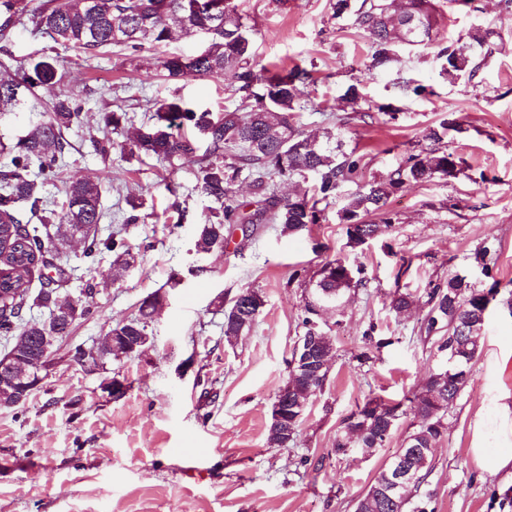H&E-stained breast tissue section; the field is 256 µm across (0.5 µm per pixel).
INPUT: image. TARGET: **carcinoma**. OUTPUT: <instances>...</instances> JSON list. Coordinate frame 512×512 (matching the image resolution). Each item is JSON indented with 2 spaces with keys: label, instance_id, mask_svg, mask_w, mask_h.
Returning <instances> with one entry per match:
<instances>
[{
  "label": "carcinoma",
  "instance_id": "1",
  "mask_svg": "<svg viewBox=\"0 0 512 512\" xmlns=\"http://www.w3.org/2000/svg\"><path fill=\"white\" fill-rule=\"evenodd\" d=\"M333 16H347L371 39L369 70L384 69L398 61V49L426 45L431 39L435 17L432 0H336ZM30 21L35 30L47 35L53 45L29 57L27 66L13 78H0V114L26 105L27 98L41 88L57 83V47L84 54L117 46L130 53L149 45L161 48L174 33L185 37L204 36L198 55L167 54L159 67L171 78L224 76L227 87L240 100L235 108L213 111L191 108L179 97L148 99L152 122L136 130L126 150L132 156L144 154L174 164L183 157L196 158L200 193L216 203L204 223L198 225L196 247L202 253L222 251L226 245L225 226L270 221L282 232L298 233L322 220L324 208L349 183L356 182L362 157L346 152L337 125L327 126L319 135L305 130L309 88L317 83L313 69L300 65L268 67L257 62L251 28L234 0H43L29 8L28 0H0V51L11 56V43L18 27ZM439 75L453 83L473 77L479 65L464 49L440 48L435 54ZM84 102L72 95L58 94L49 101L45 115L10 147H1L5 162L0 166V336L12 342L9 354L28 359L39 351L37 320L24 318L23 311L34 305L53 310L54 289L43 288L30 296L34 272L46 266L53 254V239L75 235L83 242V256L93 258L112 253L107 275L119 281L132 258L124 239L98 235L103 219L100 183L82 178L65 186L66 201L61 211L40 207L45 184L60 172L68 146L64 131L82 122ZM103 140L94 141L95 150L108 153L109 134L127 124V113L103 114ZM458 130L455 119L442 120L425 134L428 145L411 153L386 176L358 186L346 197L338 216L346 224L350 242L386 234L392 228L387 204L390 196L410 183L434 178L455 179L462 172V160L444 145L450 131ZM293 195L278 194V181L307 183ZM244 180L251 187V200H241L232 186ZM381 216L380 222L369 219ZM42 226L53 235L42 236ZM352 270L338 259L329 260L316 283L320 303L337 301L358 285ZM253 290L246 288L224 308V338L232 343L250 331L257 315L247 309ZM160 295L143 301L134 318L116 324L112 352L126 351L127 336L148 333ZM490 300L466 278L455 275L446 282H432L426 292V314L419 331L443 357L442 366L432 372L421 390L408 398L414 414L413 430L402 440L392 460L404 458L411 470L409 498L394 503L385 496L390 477L384 466L374 482L355 504V512H428L419 492L433 470L432 455L425 443H439L446 430L445 416L469 382L471 365L477 357ZM318 377L301 379L288 396V406L298 398H311L322 390ZM404 414L399 403L381 398L367 399L350 415L347 433L336 438L335 451L345 452L350 432L359 434L356 447L365 452L381 448Z\"/></svg>",
  "mask_w": 512,
  "mask_h": 512
}]
</instances>
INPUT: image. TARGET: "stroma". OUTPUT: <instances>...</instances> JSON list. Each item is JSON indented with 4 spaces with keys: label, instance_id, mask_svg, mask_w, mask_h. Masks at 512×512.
<instances>
[{
    "label": "stroma",
    "instance_id": "stroma-1",
    "mask_svg": "<svg viewBox=\"0 0 512 512\" xmlns=\"http://www.w3.org/2000/svg\"><path fill=\"white\" fill-rule=\"evenodd\" d=\"M252 26L256 58L265 65L301 64L317 72L307 130L346 118V150L362 158L361 181L386 174L424 146L425 131L453 117L448 147L463 160L458 178L433 179L395 192L385 235L354 247L330 204L321 223L294 235L280 225L234 228L226 249L197 253V224L211 205L197 185L193 159L176 165L152 157H122L136 127L146 123L148 98L173 94L219 109L233 99L220 77L171 79L156 71L152 48L98 55L61 52L58 83L43 100L70 93L85 103L82 125L66 130L71 144L60 178H93L103 185L101 236L120 232L132 246L133 267L119 281L106 279L112 257L94 267L79 245L63 247L51 267L35 273L31 289L51 286L80 297L91 288L94 313L77 319L55 346L41 387L19 408L0 407V512H354V502L394 455L414 420L401 417L389 441L373 453L335 451L358 405L378 396L398 402L420 390L442 359L419 339L429 284L461 274L478 289L502 288L488 307L481 352L434 453L423 485L433 512H512V467L483 471L470 450L512 446L500 407L512 406V0H433L437 23L430 45L401 52L389 70H368L371 39L333 16L332 0H236ZM477 27L495 32L491 57L472 79L451 83L438 74V48L462 47ZM423 84L430 95L403 93ZM350 84L363 97L347 114L339 97ZM401 107L387 123L379 106ZM127 111L109 156L100 138L102 114ZM144 222L123 224L129 208ZM185 220H178V212ZM493 251L492 274L475 261ZM340 259L363 270L364 285L316 320L332 336L335 355L321 393L305 411L294 442L271 445L268 428L275 396L288 377L291 349L303 335L305 306L314 299L322 265ZM253 288L264 306L252 329L228 344L224 302ZM413 293L410 310L390 307L395 291ZM163 306L149 326L141 354L85 371L72 360L75 346H93L117 323L131 319L153 294ZM368 360H360V353ZM124 380L112 399L104 379ZM489 421L476 435L474 417Z\"/></svg>",
    "mask_w": 512,
    "mask_h": 512
}]
</instances>
